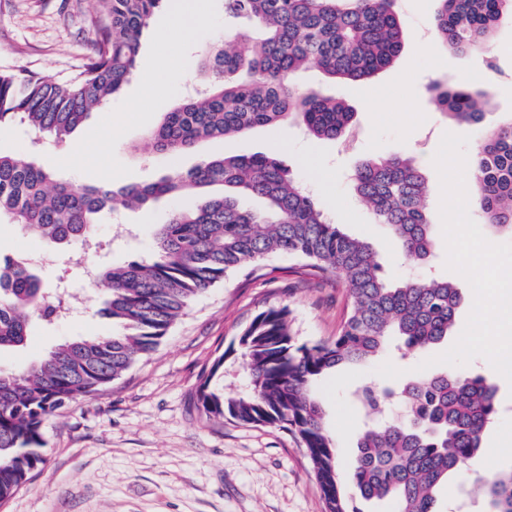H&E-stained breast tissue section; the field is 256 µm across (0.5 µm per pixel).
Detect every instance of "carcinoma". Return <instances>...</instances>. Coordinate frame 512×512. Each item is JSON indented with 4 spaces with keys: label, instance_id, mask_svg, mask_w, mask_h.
Masks as SVG:
<instances>
[{
    "label": "carcinoma",
    "instance_id": "cac0c4a2",
    "mask_svg": "<svg viewBox=\"0 0 512 512\" xmlns=\"http://www.w3.org/2000/svg\"><path fill=\"white\" fill-rule=\"evenodd\" d=\"M93 56L60 82L26 68L0 72V123L19 121L61 141L128 82L141 37L163 0H96ZM395 0H224V19L240 21L232 40L200 60L202 90L164 113L148 134L153 150L177 155L200 140L256 127L301 123L316 139L339 140L353 112L342 101L293 84L313 66L330 79H367L390 66L406 38ZM439 45L460 56L484 53L512 0H436ZM431 102L458 123L484 119L480 84L437 81ZM473 204L483 223L512 233V116L490 127L470 167ZM358 198L387 226L405 259L424 263L435 242L423 168L408 157H373L353 175ZM247 195L268 201L254 212ZM187 199L154 225L150 255L96 270L106 286L99 313L108 336L66 342L17 374L0 373V505L46 463L43 425L61 405L91 395L152 352L189 304L227 273L272 254L299 257L314 274L344 280L351 309L330 343L300 344L288 311L258 313L212 366L198 390L204 414L275 427L302 443L326 512H362L339 478L336 444L314 383L337 367L375 357L392 338L405 359L448 339L459 289L447 280L391 281L369 245L348 236L274 154L216 156L145 185L113 187L59 182L32 159L0 155V219L57 245L97 243L99 214L149 208L163 197ZM57 306L25 259L0 261V352L25 345L33 322L53 321ZM237 354L249 388L228 393L212 383L224 358ZM355 399L372 415L395 402L401 412L368 425L356 444L357 498L389 501L395 512H440L438 491L467 470L482 512H512V469L485 476L484 432L498 415L497 387L482 374L453 369L411 376L383 387L365 383Z\"/></svg>",
    "mask_w": 512,
    "mask_h": 512
}]
</instances>
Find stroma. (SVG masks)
Returning a JSON list of instances; mask_svg holds the SVG:
<instances>
[{"mask_svg": "<svg viewBox=\"0 0 512 512\" xmlns=\"http://www.w3.org/2000/svg\"><path fill=\"white\" fill-rule=\"evenodd\" d=\"M206 30L187 21L183 38L157 43L144 31L136 70L108 105L97 109L65 140L42 137L19 122L0 124V153L32 155L59 181L149 183L173 169H189L217 155H278L345 232L367 241L390 280L424 273L455 282L462 301L456 326L464 328L473 292L468 282L445 267L446 247L439 216L440 181L432 164L444 133L469 136L476 148L492 125L512 114V20L503 19L489 52L504 76L494 83L486 118L458 124L432 110L428 87L436 81L475 78L480 56L460 57L444 50L427 54V24L435 0H398L406 32L400 55L373 79L335 82L320 70L299 72L304 90L345 100L354 117L348 146L308 136L300 124L259 127L234 138L206 140L173 157L144 149V137L201 80L200 56L224 38V2L207 0ZM93 0H0V70L24 67L66 80L91 56L95 41ZM166 58L163 88L147 90L143 73L153 56ZM409 156L425 170L427 199L436 251L431 263H408L385 225L356 196L352 175L365 159ZM162 199L148 209L103 214L98 252L73 243L59 247L28 237L14 224L0 223V257L51 254L38 273L49 294L67 291L81 298L71 318L35 322L24 349L0 353V370L19 372L60 343L111 334L112 323L98 310L106 293L86 276L91 267L122 266L150 249L153 225L181 207ZM351 304L347 284L309 275L302 259L271 255L255 272L229 274L197 297L150 354L119 379L92 395L58 408L43 427L47 463L34 472L0 512H324L311 464L297 439L274 427L206 419L195 407L196 392L215 360H223L226 391L244 388L247 373L224 352L258 313L286 308L298 343L332 341ZM445 345L422 351L398 365L388 352L350 364L318 380L314 392L326 410L336 440L340 479L352 480L355 443L364 411L351 393L364 380L385 381L412 372ZM465 372L486 375L497 387L501 416L486 431L484 445L500 449L498 469L512 468V385L483 358Z\"/></svg>", "mask_w": 512, "mask_h": 512, "instance_id": "stroma-1", "label": "stroma"}]
</instances>
